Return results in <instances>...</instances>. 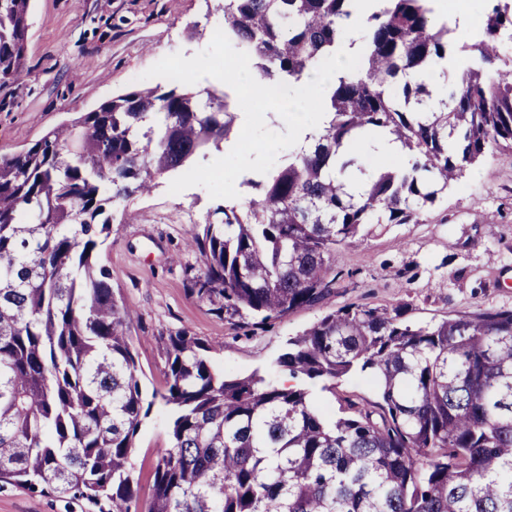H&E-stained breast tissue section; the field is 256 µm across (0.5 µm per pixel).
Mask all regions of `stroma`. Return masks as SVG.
<instances>
[{"label":"stroma","instance_id":"stroma-1","mask_svg":"<svg viewBox=\"0 0 512 512\" xmlns=\"http://www.w3.org/2000/svg\"><path fill=\"white\" fill-rule=\"evenodd\" d=\"M223 20L213 0H33L22 81L0 88V152L22 151L47 131L132 89L166 55L206 49ZM170 177L146 195L114 208L101 251L112 291L137 314L131 336L144 394L164 385L165 359L157 339L187 330L215 347V365L230 376L272 375L290 338L345 304L406 310L407 321L435 324L479 308L512 307V146L503 144L439 194L422 221L379 226L340 248L348 277L338 293L251 333L187 289L184 270L199 267L186 239L218 207L194 186L172 195ZM331 414L348 402H374L375 386L357 375L316 391ZM167 414L152 406L132 455L142 489H149L158 449L168 447ZM66 502L19 485L0 489V512H67Z\"/></svg>","mask_w":512,"mask_h":512}]
</instances>
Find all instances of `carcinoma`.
<instances>
[{"label":"carcinoma","instance_id":"1","mask_svg":"<svg viewBox=\"0 0 512 512\" xmlns=\"http://www.w3.org/2000/svg\"><path fill=\"white\" fill-rule=\"evenodd\" d=\"M364 0H222L224 33L261 77L296 84L343 46ZM359 68L328 87L331 118L313 150L229 199L187 246L189 291L229 320L259 324L336 293V251L383 224H409L491 147L512 143V0H486L480 39L460 48L432 0H372ZM31 0H0V87L23 68ZM472 56L437 111L419 79L448 51ZM403 80V101L391 83ZM225 93L136 87L0 153V481L81 512H512V309L435 325L400 307L344 305L277 358L296 380L227 377L213 347L158 338L163 389L145 401L131 313L99 255L112 208L146 193L237 133ZM388 132L408 157L348 192L347 146ZM353 371L375 409L333 416L311 386ZM169 412L147 508L131 463L143 418Z\"/></svg>","mask_w":512,"mask_h":512}]
</instances>
